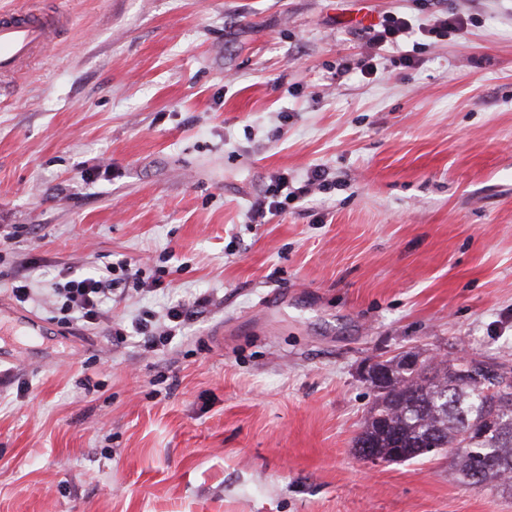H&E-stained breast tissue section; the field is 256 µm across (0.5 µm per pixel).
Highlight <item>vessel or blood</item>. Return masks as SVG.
I'll use <instances>...</instances> for the list:
<instances>
[{
    "label": "vessel or blood",
    "mask_w": 512,
    "mask_h": 512,
    "mask_svg": "<svg viewBox=\"0 0 512 512\" xmlns=\"http://www.w3.org/2000/svg\"><path fill=\"white\" fill-rule=\"evenodd\" d=\"M58 25L57 18L26 9L0 14V76L16 72L48 47Z\"/></svg>",
    "instance_id": "b4317fda"
}]
</instances>
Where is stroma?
I'll use <instances>...</instances> for the list:
<instances>
[{
  "mask_svg": "<svg viewBox=\"0 0 512 512\" xmlns=\"http://www.w3.org/2000/svg\"><path fill=\"white\" fill-rule=\"evenodd\" d=\"M16 8L66 24L0 81V512H512L450 458L351 448L368 363L512 365V0ZM390 14L411 34L370 44ZM317 167L327 188L252 221ZM124 257L166 288L58 320L61 271ZM200 295L171 341L134 333Z\"/></svg>",
  "mask_w": 512,
  "mask_h": 512,
  "instance_id": "1",
  "label": "stroma"
}]
</instances>
